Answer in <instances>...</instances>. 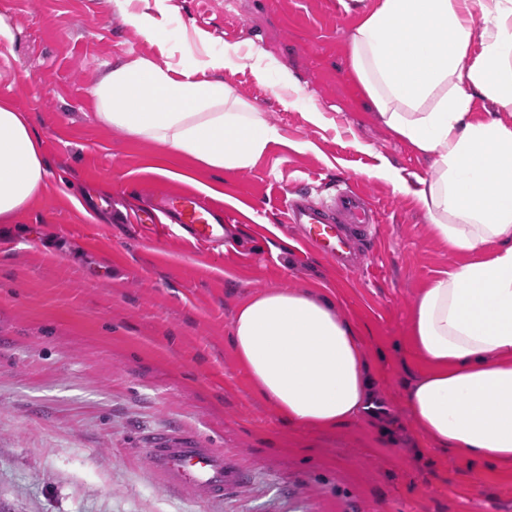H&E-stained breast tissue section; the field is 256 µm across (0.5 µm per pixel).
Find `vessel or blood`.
Listing matches in <instances>:
<instances>
[{
	"label": "vessel or blood",
	"mask_w": 512,
	"mask_h": 512,
	"mask_svg": "<svg viewBox=\"0 0 512 512\" xmlns=\"http://www.w3.org/2000/svg\"><path fill=\"white\" fill-rule=\"evenodd\" d=\"M284 221L296 225L305 246L315 248L337 271L362 269L377 251L379 213L363 190L347 186L326 201L313 203L293 190L283 198ZM163 216L184 225L194 244L224 239V212L190 193L162 194ZM148 466L168 485L189 490L202 502L223 501L226 490L247 482L245 471L227 462L223 449L208 448L190 435L170 437L143 449Z\"/></svg>",
	"instance_id": "1"
}]
</instances>
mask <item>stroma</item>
<instances>
[{
  "mask_svg": "<svg viewBox=\"0 0 512 512\" xmlns=\"http://www.w3.org/2000/svg\"><path fill=\"white\" fill-rule=\"evenodd\" d=\"M378 2L134 0L159 25L149 39L116 0H0V102L25 112L47 171L34 203L0 221V512H512V470L437 449L408 413L426 369L414 303L471 256L376 174L386 162L412 182L433 165L378 122L350 69L351 35ZM228 45L244 59L224 82L279 131L250 168L213 172L98 121L93 89L112 66L192 69ZM286 77L293 104L273 92ZM344 181L371 196L383 242L349 274L280 215L285 192L319 201ZM171 189L232 210L222 243L196 247L176 224L153 234L145 215ZM269 288L336 303L362 335L382 417L317 430L255 393L229 334ZM171 432L234 456L247 487L220 503L164 487L138 451Z\"/></svg>",
  "mask_w": 512,
  "mask_h": 512,
  "instance_id": "35a3bbf8",
  "label": "stroma"
}]
</instances>
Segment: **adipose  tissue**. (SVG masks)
Segmentation results:
<instances>
[{
    "instance_id": "adipose-tissue-1",
    "label": "adipose tissue",
    "mask_w": 512,
    "mask_h": 512,
    "mask_svg": "<svg viewBox=\"0 0 512 512\" xmlns=\"http://www.w3.org/2000/svg\"><path fill=\"white\" fill-rule=\"evenodd\" d=\"M350 64L382 124L433 158L430 178L399 189L450 251L475 256L416 301L410 336L429 369L410 386L408 411L437 447L512 467V123L502 118L512 112V0H380L352 34ZM94 96L104 126L215 172L248 168L279 136L223 80L145 57L112 67ZM479 100L494 114L475 118ZM45 176L26 118L0 102V219ZM230 343L289 422L333 429L373 405L358 331L304 289L244 303Z\"/></svg>"
}]
</instances>
